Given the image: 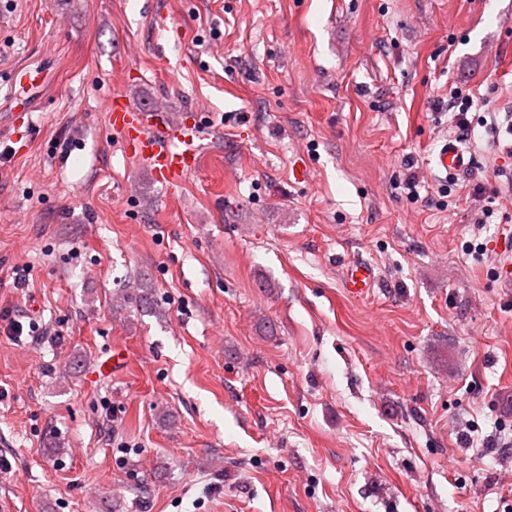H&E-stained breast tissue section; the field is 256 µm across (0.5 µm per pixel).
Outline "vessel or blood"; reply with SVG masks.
<instances>
[{
  "label": "vessel or blood",
  "mask_w": 512,
  "mask_h": 512,
  "mask_svg": "<svg viewBox=\"0 0 512 512\" xmlns=\"http://www.w3.org/2000/svg\"><path fill=\"white\" fill-rule=\"evenodd\" d=\"M106 108L112 130L156 179L173 183L195 169L199 153L196 127L179 124L158 129L153 112L117 94L109 98ZM434 164L441 173L454 174L468 167L469 162L458 142L451 139L441 144ZM374 282L372 266L363 261L354 262L345 279L346 289L354 297L368 294Z\"/></svg>",
  "instance_id": "b4317fda"
}]
</instances>
